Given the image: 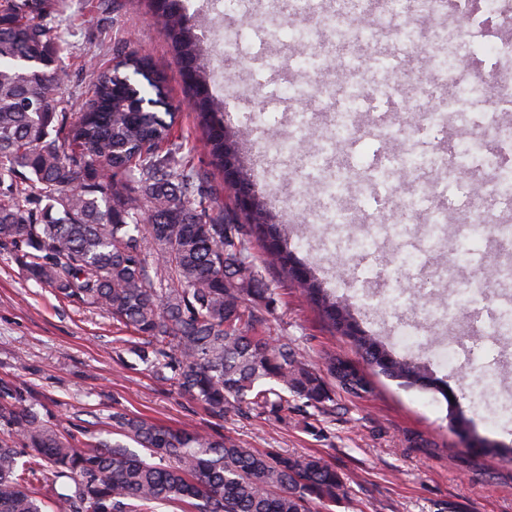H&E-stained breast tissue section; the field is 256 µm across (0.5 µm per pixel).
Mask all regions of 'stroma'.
<instances>
[{"label":"stroma","instance_id":"obj_1","mask_svg":"<svg viewBox=\"0 0 512 512\" xmlns=\"http://www.w3.org/2000/svg\"><path fill=\"white\" fill-rule=\"evenodd\" d=\"M225 2L183 0L210 66L223 73L224 122L238 135L245 169L259 175L258 189L268 199L274 223L287 226L296 257L314 267L362 330L394 347L400 328L414 333V355L447 380L448 395L405 388L377 376L374 392L364 397L337 391L336 410L330 414L305 418L288 408L244 416L232 410L218 422L173 386L159 382L111 318L58 300L50 288L26 279L2 254L0 381L24 389L46 419L74 430H111L112 413L122 412L175 428L218 432L263 453L322 456L345 479V495L333 512H512V462L489 459L470 445L479 438L512 446V394L501 392L482 403L483 384L471 369L472 364L494 361L502 382L512 383V337H500L494 353H487L486 341L470 318V304H462L447 327H440L402 297L409 279L389 276L410 262L429 271L443 267L461 241L459 226L482 221V213L458 209L460 193H447L448 222L440 238L432 240L429 204L406 210V227L427 237L424 251L416 256L404 248L400 236L372 248L364 241L368 223L335 220L337 211L349 208L372 215L374 223H391L392 213L404 210L411 197L408 188L394 189L383 199L375 191H361V169L383 166L387 154L404 152L407 142L431 140L445 147L456 143L455 134L404 127L406 113L395 101L368 96L354 109L357 127L352 139L339 143L323 164L325 172L345 174L344 188L334 196L318 181L301 188L327 127L305 64L315 48L295 35L302 28L320 29L321 18L290 10L272 12L269 0H236L230 9ZM271 19L278 26L273 41L263 32ZM213 20L224 25L225 43L219 47L211 44ZM405 23L420 33L426 53L409 54L401 76L404 87L416 91L424 108L457 100V85L438 79L433 62L435 50L445 43L447 23L421 14L391 20L387 41L363 49V80L374 86L382 81L389 44L398 40ZM62 32L70 47L72 75L64 95L71 99L85 90V60L105 56L104 37L133 39L161 74L168 102L178 108L180 141L192 148L197 166L208 173L225 218L235 219L233 197L211 164L180 67L152 23L147 0H73ZM300 113L308 122L303 131L296 124ZM371 121L405 128V140L392 145L373 137L366 128ZM279 140L288 141L289 149L276 152L273 144ZM286 170L292 172L291 180L283 179ZM272 278L279 283L269 312L275 336L291 340L314 367H322L324 355L333 353L367 370L355 347L329 326L300 288L282 283L281 273ZM452 336L464 339L468 347L453 368L437 362L430 351L431 344ZM450 395L471 420L469 436H461L450 424Z\"/></svg>","mask_w":512,"mask_h":512}]
</instances>
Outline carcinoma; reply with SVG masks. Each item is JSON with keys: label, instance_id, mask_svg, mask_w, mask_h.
Here are the masks:
<instances>
[{"label": "carcinoma", "instance_id": "obj_1", "mask_svg": "<svg viewBox=\"0 0 512 512\" xmlns=\"http://www.w3.org/2000/svg\"><path fill=\"white\" fill-rule=\"evenodd\" d=\"M192 96L214 168L232 162L227 186L251 190L242 224L203 188L194 156L174 135L178 113L163 78L127 43L112 65L85 61L89 90L79 111L62 96L71 82L59 30L70 0H0V254L56 295L101 312L138 340L156 377L218 421L234 408L276 413L288 400L306 414L335 410L330 376L362 397L373 385L324 357L316 370L294 344L271 336L276 288L256 258L296 281L333 327L349 335V309L293 256L288 238L241 166L181 0H150ZM355 347L387 377L448 395L422 363L377 336ZM0 512H310L345 495L344 478L317 455H273L218 433L172 428L116 412L120 438L76 434L44 420L23 390L0 384ZM491 458L512 448L481 442ZM51 483L52 501L33 484Z\"/></svg>", "mask_w": 512, "mask_h": 512}]
</instances>
